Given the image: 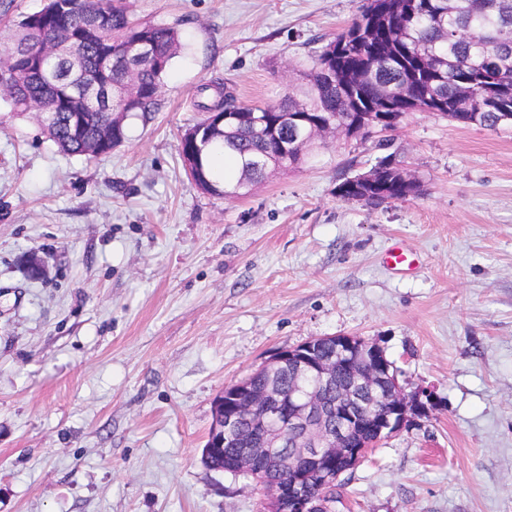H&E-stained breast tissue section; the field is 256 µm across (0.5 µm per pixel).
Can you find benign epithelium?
Returning a JSON list of instances; mask_svg holds the SVG:
<instances>
[{
    "instance_id": "benign-epithelium-1",
    "label": "benign epithelium",
    "mask_w": 512,
    "mask_h": 512,
    "mask_svg": "<svg viewBox=\"0 0 512 512\" xmlns=\"http://www.w3.org/2000/svg\"><path fill=\"white\" fill-rule=\"evenodd\" d=\"M388 112H362L342 128L311 120L301 112H281L268 119L267 130L280 125L295 131L279 141L283 153L310 138L329 135L365 138L398 126V107ZM257 112L218 113L214 125L247 126ZM199 135L185 156L189 173H197ZM267 376L256 389L245 377L224 388L214 403L205 448L215 452L235 448L228 472L253 478L261 512H334V491L341 476L354 469L385 440L398 433L430 407L426 387L407 390L400 371L378 343L360 336H315L283 348L260 368ZM288 376V389L280 384ZM280 471L278 482L267 485L262 467Z\"/></svg>"
}]
</instances>
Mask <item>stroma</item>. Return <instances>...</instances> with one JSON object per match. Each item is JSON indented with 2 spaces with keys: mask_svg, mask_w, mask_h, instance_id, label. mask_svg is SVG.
Wrapping results in <instances>:
<instances>
[{
  "mask_svg": "<svg viewBox=\"0 0 512 512\" xmlns=\"http://www.w3.org/2000/svg\"><path fill=\"white\" fill-rule=\"evenodd\" d=\"M362 2L132 0L183 49L106 157L59 153L0 103V512H259L202 460L213 401L337 334L440 401L342 475L341 512H512V129L415 112L232 198L179 155L201 84L278 100ZM389 153L422 195L337 196ZM396 241L419 257L404 276L385 264Z\"/></svg>",
  "mask_w": 512,
  "mask_h": 512,
  "instance_id": "obj_1",
  "label": "stroma"
}]
</instances>
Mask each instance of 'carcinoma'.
I'll return each instance as SVG.
<instances>
[{
    "label": "carcinoma",
    "mask_w": 512,
    "mask_h": 512,
    "mask_svg": "<svg viewBox=\"0 0 512 512\" xmlns=\"http://www.w3.org/2000/svg\"><path fill=\"white\" fill-rule=\"evenodd\" d=\"M151 44L152 56H142L136 68L100 64L105 52L123 56L140 38ZM182 48L178 27L138 18L131 0H50L40 11L23 17L0 46V100L18 115L43 112L42 132L66 155L99 158L112 153V144L90 150L89 142L110 128L108 111L153 112L159 105L162 79ZM469 77L483 92L506 86L500 104L477 109L476 122L495 129L499 113L512 112V0H365L358 13L323 47L303 72L301 94L286 93L277 102L250 105L230 88L213 82L200 93L213 97L197 101L199 112H263L274 114L301 106L314 117L322 112L345 121L356 112H369L382 101L404 100L403 111L441 102L435 113L468 112L458 99L461 80ZM132 81V106L112 97V108L95 98L83 103L72 96L89 85L116 89ZM275 148V139L243 128L232 135L213 131L203 148L202 163L210 183L217 156H224V181L252 184L263 170H245L244 162ZM392 156L386 177L372 184L344 180L336 193L365 199L379 207L417 197L420 179L405 183Z\"/></svg>",
    "instance_id": "1"
}]
</instances>
